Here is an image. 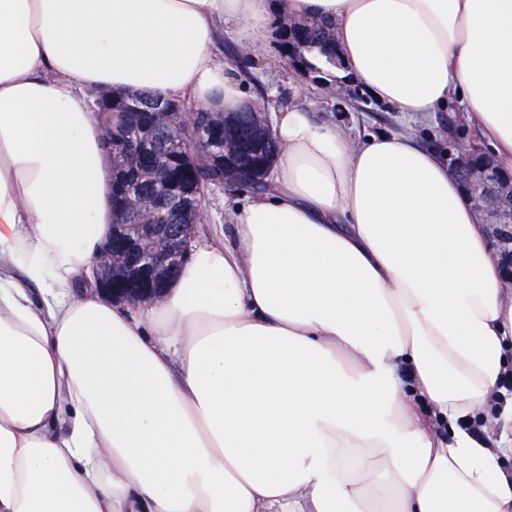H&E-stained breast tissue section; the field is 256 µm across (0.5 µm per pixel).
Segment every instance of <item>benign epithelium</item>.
<instances>
[{
  "label": "benign epithelium",
  "instance_id": "7a95c632",
  "mask_svg": "<svg viewBox=\"0 0 512 512\" xmlns=\"http://www.w3.org/2000/svg\"><path fill=\"white\" fill-rule=\"evenodd\" d=\"M165 129L181 130L194 147V115L159 112ZM451 173L461 183L482 223L490 229V248L512 280V174L504 172L491 156L464 142H456L449 153ZM135 214L136 225H113L111 244L101 249L95 283L97 289L117 303L137 306L161 297L168 282L189 260V233L203 217V205L192 213L189 224L177 210L171 223H153L148 203L125 200Z\"/></svg>",
  "mask_w": 512,
  "mask_h": 512
}]
</instances>
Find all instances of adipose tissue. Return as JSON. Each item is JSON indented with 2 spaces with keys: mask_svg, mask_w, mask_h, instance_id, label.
I'll return each mask as SVG.
<instances>
[{
  "mask_svg": "<svg viewBox=\"0 0 512 512\" xmlns=\"http://www.w3.org/2000/svg\"><path fill=\"white\" fill-rule=\"evenodd\" d=\"M276 11L406 130L279 110L164 297L76 289L114 222L83 90L249 109L215 41ZM451 106L512 170V0H0V512H512V282L411 132ZM293 36L296 45L303 51V61L312 72H325L314 61L324 60L329 66H336L333 52V34L330 27L320 21H310V24L295 23Z\"/></svg>",
  "mask_w": 512,
  "mask_h": 512,
  "instance_id": "ef3b65f1",
  "label": "adipose tissue"
}]
</instances>
